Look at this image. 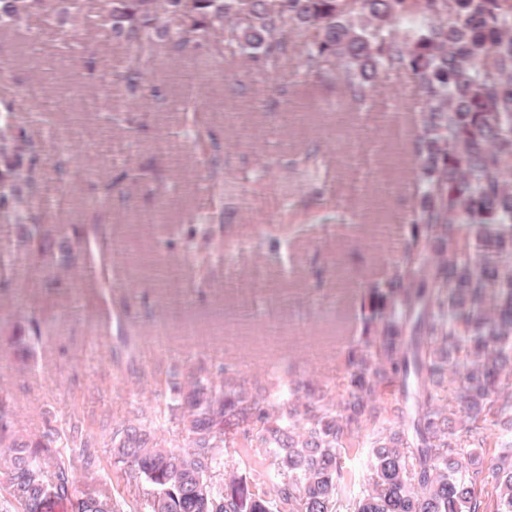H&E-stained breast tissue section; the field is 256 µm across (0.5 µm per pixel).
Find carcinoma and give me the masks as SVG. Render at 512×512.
Masks as SVG:
<instances>
[{
    "mask_svg": "<svg viewBox=\"0 0 512 512\" xmlns=\"http://www.w3.org/2000/svg\"><path fill=\"white\" fill-rule=\"evenodd\" d=\"M86 0H0V29L30 19L63 27L85 17ZM113 39L130 48L120 76L130 95L147 89L143 63L166 48L183 55L200 41L240 51L264 70L297 44L307 73L334 80L364 103L391 72L411 76L423 108L410 140L418 167L408 236L389 276L359 296L360 336L345 355L346 393L266 373L256 389L198 359L172 368L173 403L137 410L112 424L115 484L144 480L164 490L144 512H236L224 483V450L236 444L256 512H512V0H104ZM193 112L197 140L221 189L224 147ZM43 146L0 116V212L26 207L45 172ZM20 242L45 268L81 264L112 287L107 230L74 224L59 233L18 225ZM223 242L205 225L186 237L185 255L208 266ZM38 326L8 345L19 370L34 361ZM456 383V407L439 390ZM176 415L187 450L157 436ZM505 426L485 465L487 423ZM0 447L13 451L0 512H134L122 496L72 493L74 461L99 465L94 436L73 414L23 434L10 394L0 392ZM262 449L258 454L255 449Z\"/></svg>",
    "mask_w": 512,
    "mask_h": 512,
    "instance_id": "carcinoma-1",
    "label": "carcinoma"
}]
</instances>
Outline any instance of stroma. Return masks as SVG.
Here are the masks:
<instances>
[{
  "label": "stroma",
  "mask_w": 512,
  "mask_h": 512,
  "mask_svg": "<svg viewBox=\"0 0 512 512\" xmlns=\"http://www.w3.org/2000/svg\"><path fill=\"white\" fill-rule=\"evenodd\" d=\"M87 47L95 73L64 41ZM127 52L107 28L82 21L67 32L38 21L0 30V109L40 136L33 95L58 101L47 173L29 215L55 229L105 224L112 232L109 290L82 268L32 272L14 219L0 215V256L16 260L0 277V390L9 392L21 432L46 417L78 412L93 425L121 421L170 401L166 373L191 358L232 369L254 384L269 364L291 379H314L330 395L349 379L343 353L360 324L364 282L387 277L406 238L416 199L408 143L420 109L409 75L380 78L366 104L343 98L335 82L306 76L301 55L273 73L244 56L171 59L145 65L151 87L138 103V127L105 126L128 109L118 76ZM197 100L209 129L229 146L220 195H212L206 156L179 109ZM318 150V169L298 157ZM145 171L174 185L160 196L125 182L103 188L123 170ZM220 224L224 255L205 285L184 254L164 242L191 225ZM37 321L29 373L2 350L21 325ZM135 337V364L115 362L118 335ZM93 453L101 468L77 472L73 493L114 490L108 436Z\"/></svg>",
  "instance_id": "obj_1"
}]
</instances>
